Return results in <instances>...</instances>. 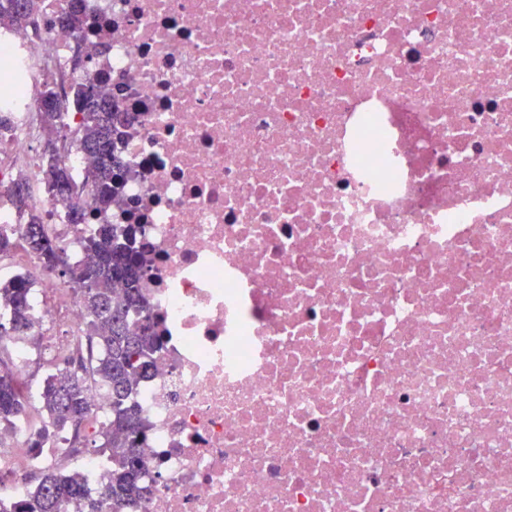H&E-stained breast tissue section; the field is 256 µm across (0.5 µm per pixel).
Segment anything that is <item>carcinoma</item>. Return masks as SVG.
Returning <instances> with one entry per match:
<instances>
[{"instance_id":"obj_1","label":"carcinoma","mask_w":512,"mask_h":512,"mask_svg":"<svg viewBox=\"0 0 512 512\" xmlns=\"http://www.w3.org/2000/svg\"><path fill=\"white\" fill-rule=\"evenodd\" d=\"M16 4L17 0H0V15L25 28L31 16L19 12ZM75 98L82 109L79 146L96 155L98 165L79 175L59 157L52 167L53 179L72 186L82 180L93 186L97 191L96 209L104 211L112 205L121 176V165L112 155L116 123L121 116L110 111L109 100L99 91L91 101L78 89ZM13 197L19 208L28 211L27 223L16 229L19 238L46 269L68 280L87 312L88 364L80 372L45 379L39 401L43 427L32 447L42 448L70 432L79 435L78 428L89 415L87 393L91 377L110 399L96 448L97 453L109 457L112 467L92 491L77 470L45 469L27 494L0 496V512H121L141 497L139 449L148 440V427L129 397L151 370L153 354L162 343L151 317L144 316L136 322L129 318L130 312L145 309L139 288L143 273L141 253L133 246L130 233L113 224L96 225L95 232L80 241L83 251L94 256L96 278L89 284L83 276L87 264L69 255L46 234L41 213L28 203L24 179L14 185ZM59 259L63 262L60 268L56 266ZM117 282L124 286L120 298L112 291V284ZM1 311L7 316L0 318V327L9 328L19 340L30 336L34 309L29 288L15 280L0 279ZM11 361L9 348L0 346V434L13 431L28 408L21 389L7 372Z\"/></svg>"}]
</instances>
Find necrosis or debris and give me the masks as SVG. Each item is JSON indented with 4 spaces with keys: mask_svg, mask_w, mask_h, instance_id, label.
<instances>
[{
    "mask_svg": "<svg viewBox=\"0 0 512 512\" xmlns=\"http://www.w3.org/2000/svg\"><path fill=\"white\" fill-rule=\"evenodd\" d=\"M41 0L0 25V229L12 188L77 249L131 228L163 342L123 512H512V0ZM131 116L109 210L42 190L36 103L76 51ZM44 365L84 312L33 255ZM0 443V495L79 444Z\"/></svg>",
    "mask_w": 512,
    "mask_h": 512,
    "instance_id": "obj_1",
    "label": "necrosis or debris"
}]
</instances>
